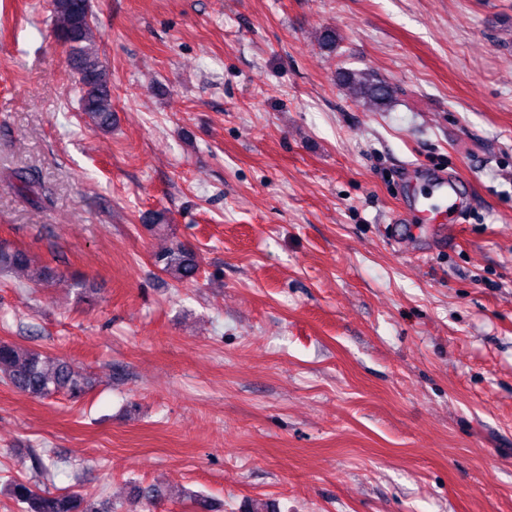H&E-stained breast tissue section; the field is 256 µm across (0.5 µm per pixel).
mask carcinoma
<instances>
[{"instance_id":"1","label":"carcinoma","mask_w":512,"mask_h":512,"mask_svg":"<svg viewBox=\"0 0 512 512\" xmlns=\"http://www.w3.org/2000/svg\"><path fill=\"white\" fill-rule=\"evenodd\" d=\"M90 0H51V14L56 37L67 45L69 60L79 75L80 105L86 123L100 132L112 131L115 114L112 108V81L98 55L93 40V24L87 18ZM339 80L356 98L375 109L392 102L397 88L390 82L364 70H346ZM154 265L179 283L197 280L199 263L187 246L177 241L153 257ZM31 259L20 249L0 243V271L31 268L30 281L38 284L47 280V267H30ZM0 379L15 390L34 399H45L64 392L70 399L82 398L90 388L88 377L78 373L61 359L47 364L38 352L22 349L0 341ZM33 469L43 474L57 466L46 452L32 453ZM8 494L22 505V512H109L102 502H90L77 493L53 494L37 484L11 481Z\"/></svg>"}]
</instances>
